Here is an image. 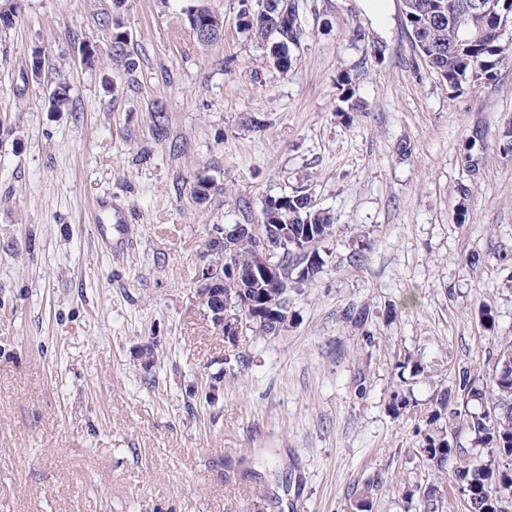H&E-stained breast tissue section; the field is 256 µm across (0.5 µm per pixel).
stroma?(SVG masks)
<instances>
[{
	"mask_svg": "<svg viewBox=\"0 0 512 512\" xmlns=\"http://www.w3.org/2000/svg\"><path fill=\"white\" fill-rule=\"evenodd\" d=\"M192 2L22 0L0 28V512H254L265 485L227 472L238 458L287 472L273 512H408L403 489L430 477L422 433L464 448L448 470L490 460L466 416L430 410L460 370L483 387L512 343V154L499 149L512 64L455 92L417 56L402 0L378 32L360 0H298L304 35L283 70L240 32L238 0H203L223 22L210 44L187 23ZM113 17L138 61L130 74L102 25ZM347 71L361 110L343 120ZM59 87L68 104L48 111ZM477 128L488 138L472 181L462 156ZM201 175L214 184L203 203ZM300 190L335 217L326 264L285 331L243 339L241 373L194 294L209 229L243 222L239 201ZM106 196L135 231L119 259L96 237ZM352 304L370 306L365 327L343 320ZM148 341L158 358L145 368ZM216 372L218 401L200 402Z\"/></svg>",
	"mask_w": 512,
	"mask_h": 512,
	"instance_id": "1",
	"label": "stroma"
}]
</instances>
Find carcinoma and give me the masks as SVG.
Segmentation results:
<instances>
[{"mask_svg": "<svg viewBox=\"0 0 512 512\" xmlns=\"http://www.w3.org/2000/svg\"><path fill=\"white\" fill-rule=\"evenodd\" d=\"M469 5L470 0H404L405 24L416 54L453 91L485 84L495 77L498 67L506 62L512 64V40L505 39L512 29V3L505 7L503 0H498L490 11L471 10ZM280 8L281 0H239L238 27L244 34L268 40L269 60L286 70L292 66L303 29L295 0H290L288 15H281ZM192 16L214 31L223 26L220 17L204 5L189 6L186 17ZM110 33L112 57L127 71H134L136 60L127 49V34L115 26ZM356 79L357 75L346 72L338 81L342 93L336 113L345 119L360 109L354 99ZM485 149L483 132L475 131L467 138L464 161L469 173L474 175L479 170ZM230 228L236 230L230 248L208 246L209 263L224 268V291L197 288L196 299L205 310L221 301L231 309L235 318L230 335L237 331L242 338L278 335L288 325L290 289L313 282L325 265L320 248L334 235V216L316 207L309 193L299 191L264 198L258 210L250 213V222L232 224ZM259 233L282 242L276 256L286 278L281 288L253 276L258 263ZM369 312L366 305H352L342 317L363 327ZM507 359L512 360L509 348L502 351L490 379L491 403L486 409L469 410V401L482 396V392L473 389L470 371L464 370L459 373L463 398L451 408L445 392L434 400L430 411L435 421L465 414L474 443L488 448L491 456L501 462L496 469L473 463L454 471V482L463 484L461 494L467 500V512H506L501 505L502 496L512 493V463L505 464V459H512V368L502 369ZM455 452L461 453V447L454 445L448 433L423 435L421 453L432 479L408 493V500H417L418 512H437L448 479L445 467Z\"/></svg>", "mask_w": 512, "mask_h": 512, "instance_id": "cac0c4a2", "label": "carcinoma"}]
</instances>
